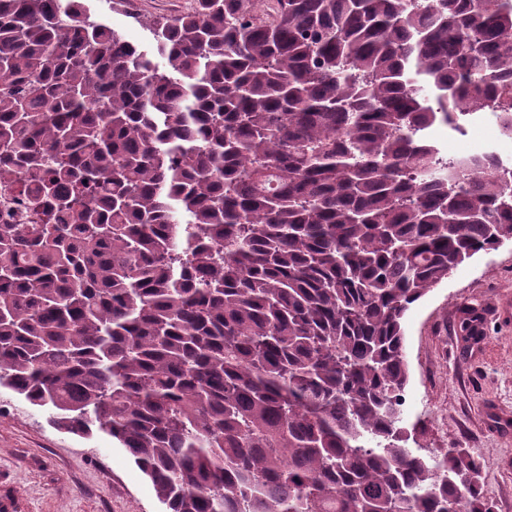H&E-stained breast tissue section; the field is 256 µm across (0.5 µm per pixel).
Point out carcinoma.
<instances>
[{
  "mask_svg": "<svg viewBox=\"0 0 512 512\" xmlns=\"http://www.w3.org/2000/svg\"><path fill=\"white\" fill-rule=\"evenodd\" d=\"M143 50L0 0V388L106 433L167 512H494L401 425L410 306L512 239V0H194ZM467 156L490 158L497 167L507 163L512 166V132H505L496 117L474 123ZM437 130L442 131L441 136L437 135ZM431 138L433 139L436 146L441 150L442 154H448V156H458V154L465 150L467 147L466 141L468 134L466 136L451 135L448 134V129L442 127L441 125H436L432 129Z\"/></svg>",
  "mask_w": 512,
  "mask_h": 512,
  "instance_id": "cac0c4a2",
  "label": "carcinoma"
}]
</instances>
